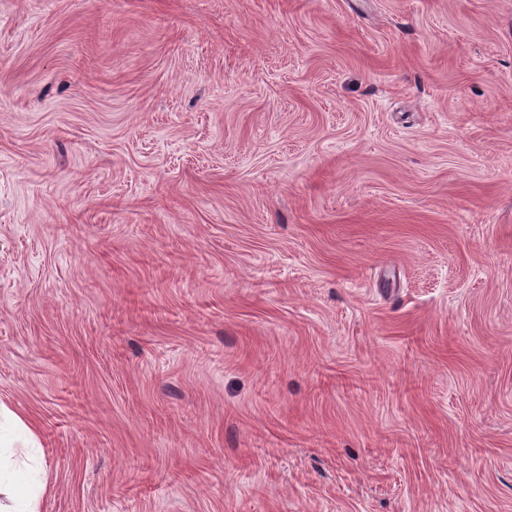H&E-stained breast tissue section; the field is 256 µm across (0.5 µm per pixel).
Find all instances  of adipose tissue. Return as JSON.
<instances>
[{
	"label": "adipose tissue",
	"instance_id": "obj_1",
	"mask_svg": "<svg viewBox=\"0 0 512 512\" xmlns=\"http://www.w3.org/2000/svg\"><path fill=\"white\" fill-rule=\"evenodd\" d=\"M38 436L0 404V512H41L48 492Z\"/></svg>",
	"mask_w": 512,
	"mask_h": 512
}]
</instances>
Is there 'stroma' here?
Instances as JSON below:
<instances>
[{
    "mask_svg": "<svg viewBox=\"0 0 512 512\" xmlns=\"http://www.w3.org/2000/svg\"><path fill=\"white\" fill-rule=\"evenodd\" d=\"M0 403L42 512H512V0H0Z\"/></svg>",
    "mask_w": 512,
    "mask_h": 512,
    "instance_id": "1",
    "label": "stroma"
}]
</instances>
